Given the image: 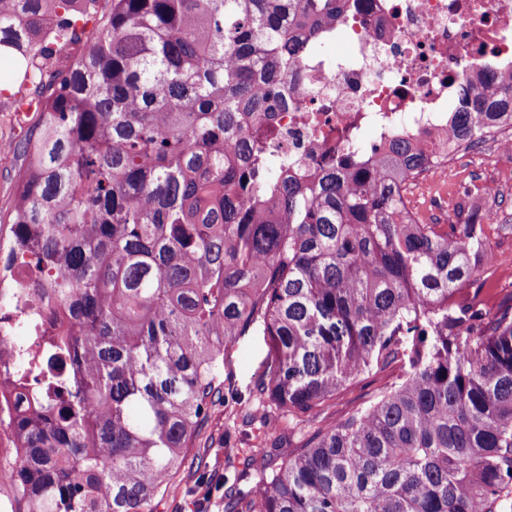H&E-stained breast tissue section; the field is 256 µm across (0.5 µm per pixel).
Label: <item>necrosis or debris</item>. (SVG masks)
<instances>
[{
	"mask_svg": "<svg viewBox=\"0 0 512 512\" xmlns=\"http://www.w3.org/2000/svg\"><path fill=\"white\" fill-rule=\"evenodd\" d=\"M331 40L344 54L312 51L288 80L287 108L272 112L268 148L301 159L303 177L341 153L348 141L379 150L400 134L422 145L436 165L469 161L462 184L495 215L496 181L484 173L487 146L512 144V114L489 122L478 140L449 138L452 115L475 109L487 83L512 68V0H350ZM30 255L0 235V449L17 445L10 427L22 402L15 374L42 352V330L68 327L67 311L47 316L22 282Z\"/></svg>",
	"mask_w": 512,
	"mask_h": 512,
	"instance_id": "4bbe7bcc",
	"label": "necrosis or debris"
}]
</instances>
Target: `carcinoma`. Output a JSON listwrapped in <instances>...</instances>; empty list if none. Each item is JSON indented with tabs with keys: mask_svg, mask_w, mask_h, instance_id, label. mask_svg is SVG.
Masks as SVG:
<instances>
[{
	"mask_svg": "<svg viewBox=\"0 0 512 512\" xmlns=\"http://www.w3.org/2000/svg\"><path fill=\"white\" fill-rule=\"evenodd\" d=\"M97 2L0 0V56L41 112L7 223L35 299L72 319L29 366L54 382L27 392L0 460L15 512H154L224 346L256 322L274 363L258 392L310 423L404 331L413 371L285 462L251 455L257 481L224 488V512H512V302L481 298L487 214L410 216L403 187L429 158L407 139L302 180L253 133L339 0ZM500 83L454 113L461 140L512 111Z\"/></svg>",
	"mask_w": 512,
	"mask_h": 512,
	"instance_id": "obj_1",
	"label": "carcinoma"
}]
</instances>
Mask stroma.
I'll return each mask as SVG.
<instances>
[{
  "mask_svg": "<svg viewBox=\"0 0 512 512\" xmlns=\"http://www.w3.org/2000/svg\"><path fill=\"white\" fill-rule=\"evenodd\" d=\"M28 92V87L16 84L0 90V143L7 145L6 150H0V218L8 216L14 206L17 177L25 164L15 145L39 119L38 113L21 115L15 108L16 98ZM412 348V337H400L396 360L384 368L370 365L341 388L320 408V421L329 423L348 417L375 389L411 372ZM271 364L270 342L260 324H253L225 346L214 371L215 402L201 432L185 449L182 464L171 477L165 494L155 501V512H197V499L206 495L211 498L210 512H224L223 497L208 495L206 487L199 485L202 469L220 473L233 470L251 448L282 458L291 452V417H280L257 391Z\"/></svg>",
  "mask_w": 512,
  "mask_h": 512,
  "instance_id": "stroma-1",
  "label": "stroma"
}]
</instances>
